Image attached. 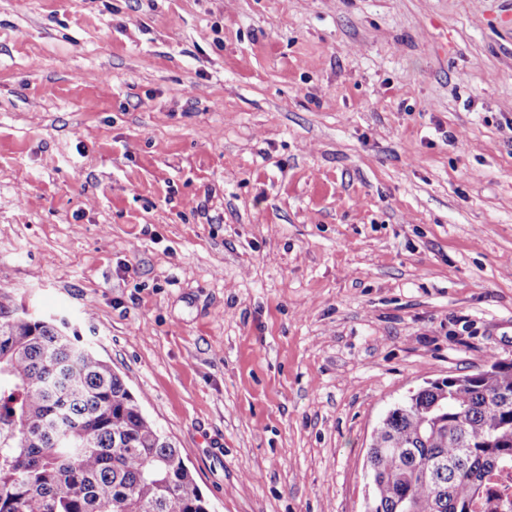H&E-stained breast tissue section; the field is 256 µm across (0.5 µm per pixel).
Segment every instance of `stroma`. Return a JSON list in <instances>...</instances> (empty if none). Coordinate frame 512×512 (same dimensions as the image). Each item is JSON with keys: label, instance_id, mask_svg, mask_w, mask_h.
<instances>
[{"label": "stroma", "instance_id": "obj_1", "mask_svg": "<svg viewBox=\"0 0 512 512\" xmlns=\"http://www.w3.org/2000/svg\"><path fill=\"white\" fill-rule=\"evenodd\" d=\"M512 0H0V311L93 345L211 512H364L512 360Z\"/></svg>", "mask_w": 512, "mask_h": 512}]
</instances>
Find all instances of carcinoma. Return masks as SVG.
<instances>
[{"label":"carcinoma","mask_w":512,"mask_h":512,"mask_svg":"<svg viewBox=\"0 0 512 512\" xmlns=\"http://www.w3.org/2000/svg\"><path fill=\"white\" fill-rule=\"evenodd\" d=\"M367 512H512V360L426 383L371 435ZM0 512H210L180 452L98 350L0 319Z\"/></svg>","instance_id":"cac0c4a2"}]
</instances>
